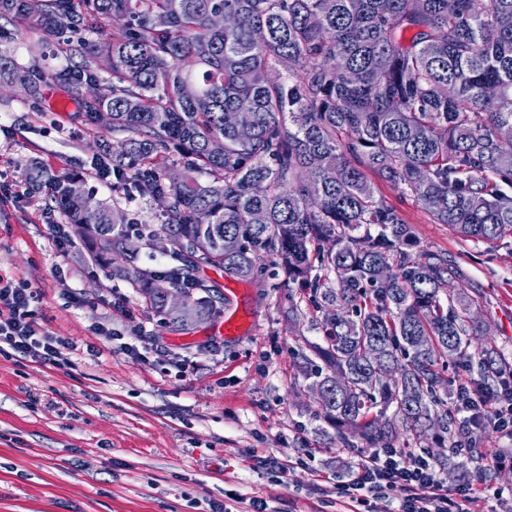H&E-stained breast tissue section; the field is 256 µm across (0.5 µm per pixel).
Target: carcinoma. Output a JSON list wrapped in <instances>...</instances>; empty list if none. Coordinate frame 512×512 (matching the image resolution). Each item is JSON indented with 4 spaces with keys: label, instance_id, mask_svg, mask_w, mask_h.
<instances>
[{
    "label": "carcinoma",
    "instance_id": "carcinoma-1",
    "mask_svg": "<svg viewBox=\"0 0 512 512\" xmlns=\"http://www.w3.org/2000/svg\"><path fill=\"white\" fill-rule=\"evenodd\" d=\"M219 12L233 24L214 25ZM1 18L39 38L25 61L0 52V88L41 101L52 44L82 58L58 79L84 121L110 117L96 167L112 176V203L27 165L92 266L185 330L220 313L201 265L247 280L275 257L299 288L292 320L319 314L322 336L299 354L307 391L326 393L316 432L346 448H388L401 431L450 455L477 447L458 407L468 385L508 399L512 355L480 339L460 265L419 247L368 174L465 241L512 237V149L498 140L512 128V0H455L451 12L448 0H0ZM114 18L103 41L63 40ZM136 195L164 202L160 223H125L119 203ZM133 236L167 237L178 265H139ZM167 288L188 292L189 312L166 308ZM451 364L470 380L445 378Z\"/></svg>",
    "mask_w": 512,
    "mask_h": 512
}]
</instances>
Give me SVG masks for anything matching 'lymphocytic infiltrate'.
Listing matches in <instances>:
<instances>
[{
  "mask_svg": "<svg viewBox=\"0 0 512 512\" xmlns=\"http://www.w3.org/2000/svg\"><path fill=\"white\" fill-rule=\"evenodd\" d=\"M34 294L24 285L0 284V344L20 354L52 365L67 363L70 344L63 338L40 333L31 320ZM465 419L479 420L502 437L512 440V404L501 405L489 395L463 409ZM399 496L397 512H476L489 499L503 500V491L463 481L447 492L430 458L384 448L362 457L352 479L336 487L348 512H377L375 501L385 492Z\"/></svg>",
  "mask_w": 512,
  "mask_h": 512,
  "instance_id": "obj_1",
  "label": "lymphocytic infiltrate"
}]
</instances>
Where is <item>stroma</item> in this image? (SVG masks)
<instances>
[{"label":"stroma","mask_w":512,"mask_h":512,"mask_svg":"<svg viewBox=\"0 0 512 512\" xmlns=\"http://www.w3.org/2000/svg\"><path fill=\"white\" fill-rule=\"evenodd\" d=\"M77 56L48 48L43 100L0 90V279L37 293L32 321L73 345L52 366L0 349V512H210L211 503L247 512H334L336 485L349 480L361 448L315 433L298 351L317 340L311 320L288 321V278L265 273L238 283L220 271L198 275L237 287L231 309L247 311V336H217V318L180 331L146 309L125 283L92 274L86 250L53 242L61 214L26 176L29 160L54 174L78 173L96 198H112L95 170L104 125H80L77 101L56 75ZM378 192L412 227L419 246L453 257L466 271L485 338L512 354V238L460 239L407 195ZM125 299L126 314L111 301ZM284 467L281 481L265 465Z\"/></svg>","instance_id":"obj_1"}]
</instances>
